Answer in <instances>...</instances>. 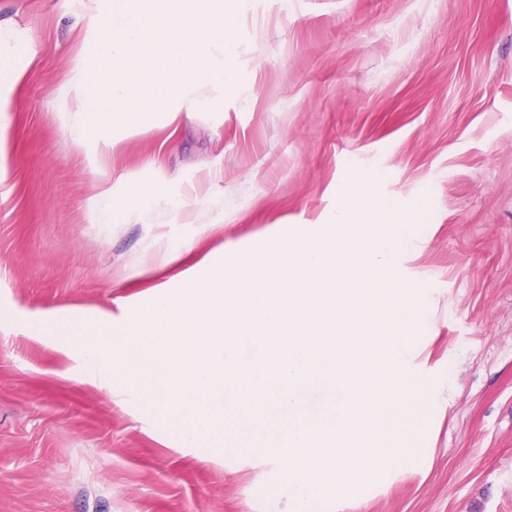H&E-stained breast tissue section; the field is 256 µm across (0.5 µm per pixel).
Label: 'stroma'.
Returning a JSON list of instances; mask_svg holds the SVG:
<instances>
[{"label": "stroma", "mask_w": 512, "mask_h": 512, "mask_svg": "<svg viewBox=\"0 0 512 512\" xmlns=\"http://www.w3.org/2000/svg\"><path fill=\"white\" fill-rule=\"evenodd\" d=\"M32 59L0 189V512H278L276 471L186 444L149 395L118 401L45 316L150 311L163 246L189 264L331 213L354 170L409 226L398 273L429 309L413 365L435 402L400 468L310 512H512V0H246L222 109L156 118L103 167L205 209L94 224L96 176L56 99L88 45L64 0H0ZM157 267L154 276L142 275Z\"/></svg>", "instance_id": "obj_1"}]
</instances>
